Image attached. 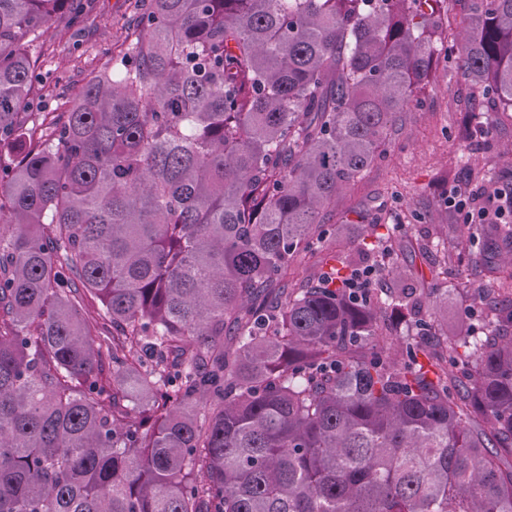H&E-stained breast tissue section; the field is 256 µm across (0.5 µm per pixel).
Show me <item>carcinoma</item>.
<instances>
[{
	"mask_svg": "<svg viewBox=\"0 0 512 512\" xmlns=\"http://www.w3.org/2000/svg\"><path fill=\"white\" fill-rule=\"evenodd\" d=\"M445 48L512 119V0H138L47 122L32 39L80 0H0V512H512V312L434 284L406 359L323 211L381 160ZM355 243L394 262L395 230ZM512 288V225L482 224ZM325 269L285 288L295 258ZM97 319L86 317L87 300Z\"/></svg>",
	"mask_w": 512,
	"mask_h": 512,
	"instance_id": "obj_1",
	"label": "carcinoma"
}]
</instances>
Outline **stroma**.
<instances>
[{
	"mask_svg": "<svg viewBox=\"0 0 512 512\" xmlns=\"http://www.w3.org/2000/svg\"><path fill=\"white\" fill-rule=\"evenodd\" d=\"M134 11V0H92L79 25L51 38L37 71L41 95L31 105L35 118L55 111L59 100L104 66L106 49L125 37ZM509 144L512 121H500L444 51H434L430 81L397 118L385 158L345 191L323 221L335 225L346 246L361 225H403L406 242L399 257L417 273L427 268L436 225H447L449 252H464L471 270L468 280H448L449 321L469 306L466 292L474 288H494L500 306L510 309L512 289L495 288L486 273L476 227L445 202L456 187L512 185V156L503 152Z\"/></svg>",
	"mask_w": 512,
	"mask_h": 512,
	"instance_id": "1",
	"label": "stroma"
}]
</instances>
